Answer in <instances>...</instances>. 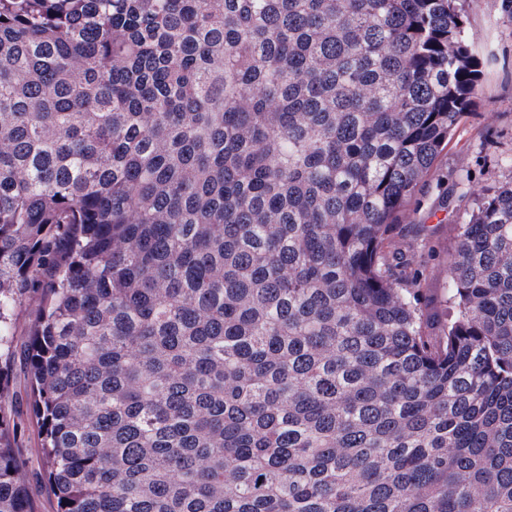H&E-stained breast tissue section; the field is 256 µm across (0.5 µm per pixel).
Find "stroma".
Masks as SVG:
<instances>
[{"label":"stroma","mask_w":512,"mask_h":512,"mask_svg":"<svg viewBox=\"0 0 512 512\" xmlns=\"http://www.w3.org/2000/svg\"><path fill=\"white\" fill-rule=\"evenodd\" d=\"M468 44L480 61L479 105L439 163L440 181L430 184L412 204L416 223L430 227L428 251L416 264L429 270L428 302L448 296V259L454 225L468 220L475 198L489 187L512 180V17L501 0H468ZM450 195L451 209L440 208Z\"/></svg>","instance_id":"1"}]
</instances>
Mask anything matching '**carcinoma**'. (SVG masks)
I'll return each instance as SVG.
<instances>
[{
	"mask_svg": "<svg viewBox=\"0 0 512 512\" xmlns=\"http://www.w3.org/2000/svg\"><path fill=\"white\" fill-rule=\"evenodd\" d=\"M463 0H0V369L53 512H512V181L422 309ZM0 378V512H40Z\"/></svg>",
	"mask_w": 512,
	"mask_h": 512,
	"instance_id": "1",
	"label": "carcinoma"
}]
</instances>
